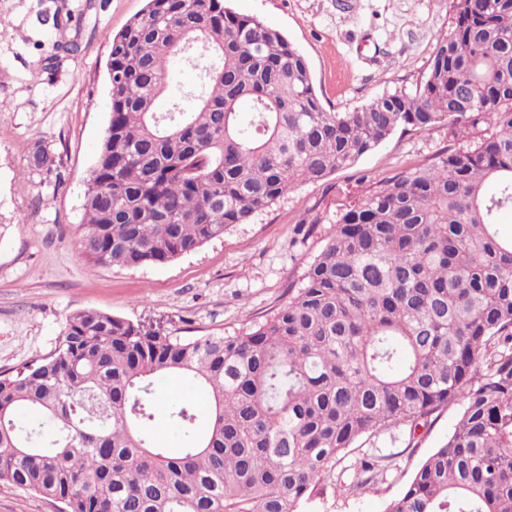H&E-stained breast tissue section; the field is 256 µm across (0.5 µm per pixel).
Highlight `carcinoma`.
Wrapping results in <instances>:
<instances>
[{
  "label": "carcinoma",
  "mask_w": 512,
  "mask_h": 512,
  "mask_svg": "<svg viewBox=\"0 0 512 512\" xmlns=\"http://www.w3.org/2000/svg\"><path fill=\"white\" fill-rule=\"evenodd\" d=\"M413 93L328 112L301 51L224 0H148L108 37L110 110L86 179L89 264H167L299 182L353 167L397 128L470 134L336 209L300 288L233 336L182 339L95 310L55 349L0 372V484L61 512H305L364 437L460 420L384 512H512V0H453ZM54 49L73 52L55 12ZM179 61L198 87L155 110ZM248 107L247 121L241 108ZM37 145L28 170L50 174ZM179 374L205 415L156 385ZM184 448H164V426ZM387 456L357 463L348 490Z\"/></svg>",
  "instance_id": "carcinoma-1"
}]
</instances>
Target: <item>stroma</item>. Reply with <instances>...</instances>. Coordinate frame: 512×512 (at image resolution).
<instances>
[{"label": "stroma", "mask_w": 512, "mask_h": 512, "mask_svg": "<svg viewBox=\"0 0 512 512\" xmlns=\"http://www.w3.org/2000/svg\"><path fill=\"white\" fill-rule=\"evenodd\" d=\"M233 11L279 30L305 56L329 112L374 97L415 92L438 40L454 25L452 0H226ZM146 0H0V371L54 350L67 317L95 309L165 326L175 336L234 335L262 322L301 287L323 245L324 225L299 231L312 206L335 218L363 195L361 175L379 181L429 162L452 145L446 125L395 131L352 169L325 183L303 182L220 238L162 266L127 269L87 263L82 232L86 177L109 118V34L142 13ZM63 11L79 49L54 55L39 14ZM42 143L57 176L27 170ZM458 407L443 411L415 441L381 439L396 456L376 482L327 492L308 512H384L417 464L453 430Z\"/></svg>", "instance_id": "obj_1"}]
</instances>
